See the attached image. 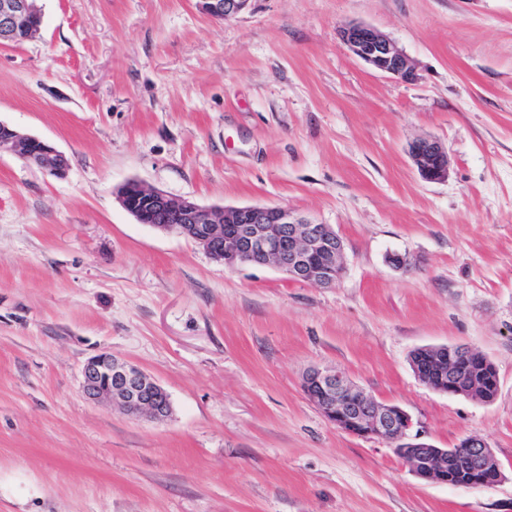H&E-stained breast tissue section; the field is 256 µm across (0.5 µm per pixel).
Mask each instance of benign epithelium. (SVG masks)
<instances>
[{
  "label": "benign epithelium",
  "instance_id": "7a95c632",
  "mask_svg": "<svg viewBox=\"0 0 512 512\" xmlns=\"http://www.w3.org/2000/svg\"><path fill=\"white\" fill-rule=\"evenodd\" d=\"M212 16L228 19L243 11L250 0H201ZM43 14L37 0H0V45L21 43L41 28ZM341 37L351 52L373 69L402 81L414 78L408 55L391 39L365 24L343 28ZM43 173L62 178L69 169L66 156L47 142L0 123V147ZM409 155L421 178L439 182L448 178V149L423 138L411 143ZM122 207L141 224L174 231L201 245L214 259L237 265H271L295 281L332 287L341 278L343 240L328 225L297 215L283 206H243L205 209L188 199H175L145 188L137 181L118 191ZM488 359L472 348L443 346L427 357L448 366L453 379L459 357ZM83 391L92 401L109 399L130 416L155 419L171 412L165 389L143 370L111 355L101 354L83 368ZM307 397L337 429L358 437H376L395 444L394 452L407 461L413 474L427 483H448V471L458 467L471 476L469 487H491L504 478L501 464L486 442L476 436L462 439L456 448H438L412 433L410 415L395 405L376 402L338 369L313 367L305 375ZM482 390L483 380L451 386L453 395Z\"/></svg>",
  "mask_w": 512,
  "mask_h": 512
}]
</instances>
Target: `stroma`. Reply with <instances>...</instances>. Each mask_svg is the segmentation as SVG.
<instances>
[{"label": "stroma", "mask_w": 512, "mask_h": 512, "mask_svg": "<svg viewBox=\"0 0 512 512\" xmlns=\"http://www.w3.org/2000/svg\"><path fill=\"white\" fill-rule=\"evenodd\" d=\"M39 5L40 33L0 46V122L70 168L0 148V512H512V0H250L226 20L199 0ZM353 23L415 79L353 55ZM421 137L447 147V180L420 177ZM130 180L331 225L343 274L226 267L138 223ZM456 344L493 362L494 401L413 373L412 351ZM98 354L156 379L170 415L87 399ZM314 366L437 447L483 439L504 481L421 482L324 417ZM341 37L351 52L373 69L402 81L412 80L414 66L408 55L391 39L365 24L343 28ZM5 145L18 157L34 164L47 175L62 178L69 169L66 156L52 145L0 123V147Z\"/></svg>", "instance_id": "1"}]
</instances>
